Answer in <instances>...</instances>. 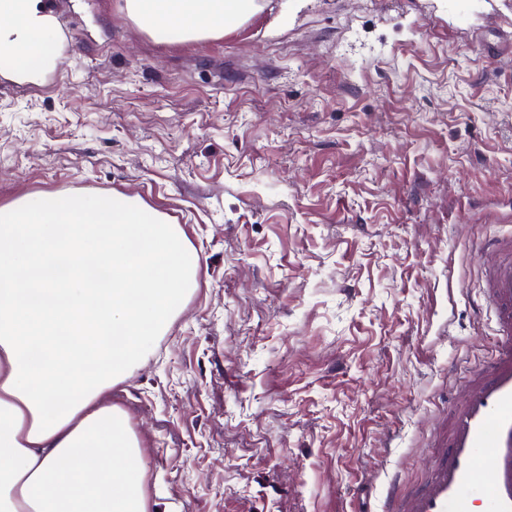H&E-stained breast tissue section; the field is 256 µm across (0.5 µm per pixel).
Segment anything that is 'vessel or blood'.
Wrapping results in <instances>:
<instances>
[{
    "mask_svg": "<svg viewBox=\"0 0 512 512\" xmlns=\"http://www.w3.org/2000/svg\"><path fill=\"white\" fill-rule=\"evenodd\" d=\"M478 249L492 255L481 270V300L494 317L493 355L450 400L424 478L389 486L387 512H512V235Z\"/></svg>",
    "mask_w": 512,
    "mask_h": 512,
    "instance_id": "obj_1",
    "label": "vessel or blood"
}]
</instances>
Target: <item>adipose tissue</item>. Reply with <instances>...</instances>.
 <instances>
[{
	"label": "adipose tissue",
	"mask_w": 512,
	"mask_h": 512,
	"mask_svg": "<svg viewBox=\"0 0 512 512\" xmlns=\"http://www.w3.org/2000/svg\"><path fill=\"white\" fill-rule=\"evenodd\" d=\"M159 43L220 38L256 0H124ZM52 0H0V58L39 85L60 62ZM198 286L179 225L138 198L29 195L0 208V512H171L113 386Z\"/></svg>",
	"instance_id": "1"
}]
</instances>
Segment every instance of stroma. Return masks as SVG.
I'll return each mask as SVG.
<instances>
[{
    "label": "stroma",
    "mask_w": 512,
    "mask_h": 512,
    "mask_svg": "<svg viewBox=\"0 0 512 512\" xmlns=\"http://www.w3.org/2000/svg\"><path fill=\"white\" fill-rule=\"evenodd\" d=\"M158 44L53 0L61 62L0 78V206L135 196L198 286L112 389L176 512H382L487 358L478 240L512 231V0H257Z\"/></svg>",
    "instance_id": "35a3bbf8"
}]
</instances>
